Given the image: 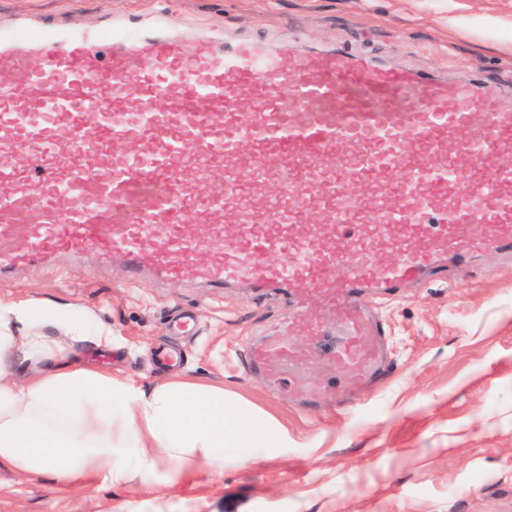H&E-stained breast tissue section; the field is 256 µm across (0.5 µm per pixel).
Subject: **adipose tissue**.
Returning <instances> with one entry per match:
<instances>
[{"label": "adipose tissue", "mask_w": 512, "mask_h": 512, "mask_svg": "<svg viewBox=\"0 0 512 512\" xmlns=\"http://www.w3.org/2000/svg\"><path fill=\"white\" fill-rule=\"evenodd\" d=\"M91 311L52 302H0V468L52 473L64 485L94 477L174 482L218 476L225 459L288 445L223 387L186 377L145 386L82 365L71 346L109 341Z\"/></svg>", "instance_id": "obj_1"}]
</instances>
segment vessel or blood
I'll use <instances>...</instances> for the list:
<instances>
[{
    "label": "vessel or blood",
    "mask_w": 512,
    "mask_h": 512,
    "mask_svg": "<svg viewBox=\"0 0 512 512\" xmlns=\"http://www.w3.org/2000/svg\"><path fill=\"white\" fill-rule=\"evenodd\" d=\"M156 2L93 25L0 19V275L90 252L132 280L287 292L249 369L344 404L385 371L369 296L512 251V97L185 35Z\"/></svg>",
    "instance_id": "obj_1"
}]
</instances>
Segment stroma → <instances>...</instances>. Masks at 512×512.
<instances>
[{"label":"stroma","instance_id":"35a3bbf8","mask_svg":"<svg viewBox=\"0 0 512 512\" xmlns=\"http://www.w3.org/2000/svg\"><path fill=\"white\" fill-rule=\"evenodd\" d=\"M151 0H0V13L69 11L92 21ZM178 19L225 35L333 47L512 94V0H169ZM94 311L112 344L75 343L85 364L149 385L173 375L223 384L288 430V445L224 473L173 484H58L0 470V512H512V255L471 259L461 276L373 300L391 373L345 412L310 411L253 377L245 351L272 336L287 294L146 277L93 256L0 278V301ZM193 310L191 336L171 318Z\"/></svg>","mask_w":512,"mask_h":512}]
</instances>
